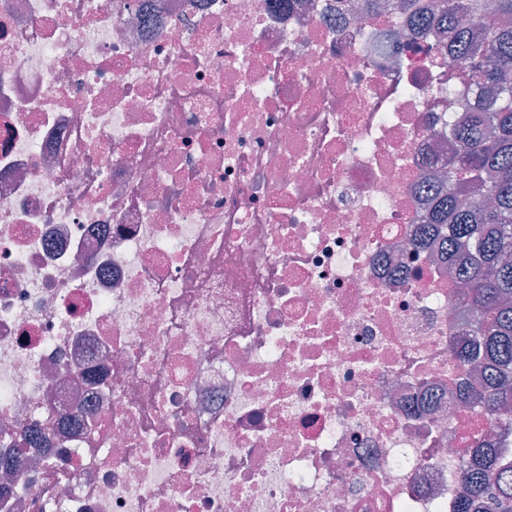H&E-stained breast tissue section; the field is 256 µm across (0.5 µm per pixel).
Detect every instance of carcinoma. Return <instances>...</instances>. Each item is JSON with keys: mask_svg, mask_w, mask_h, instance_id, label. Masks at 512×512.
I'll return each instance as SVG.
<instances>
[{"mask_svg": "<svg viewBox=\"0 0 512 512\" xmlns=\"http://www.w3.org/2000/svg\"><path fill=\"white\" fill-rule=\"evenodd\" d=\"M419 23L448 34L454 79L477 87L469 123L457 140L448 177L432 194L418 242L449 228L444 259L472 312L458 360L485 378L490 422L512 417V0H389ZM493 443L478 445L461 465L465 487L456 512H512V458Z\"/></svg>", "mask_w": 512, "mask_h": 512, "instance_id": "cac0c4a2", "label": "carcinoma"}]
</instances>
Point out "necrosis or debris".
<instances>
[{
	"mask_svg": "<svg viewBox=\"0 0 512 512\" xmlns=\"http://www.w3.org/2000/svg\"><path fill=\"white\" fill-rule=\"evenodd\" d=\"M363 3L0 0V512H454L474 93Z\"/></svg>",
	"mask_w": 512,
	"mask_h": 512,
	"instance_id": "1",
	"label": "necrosis or debris"
}]
</instances>
